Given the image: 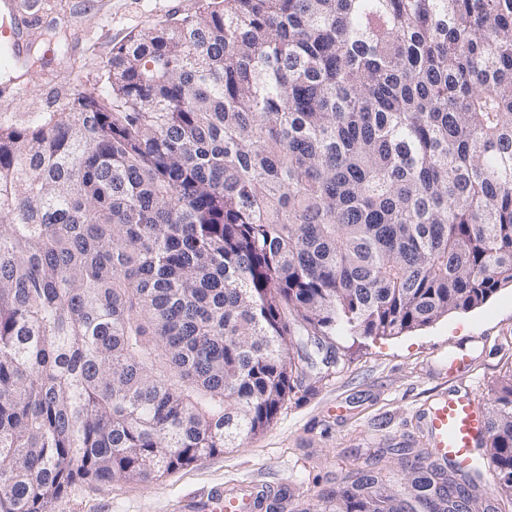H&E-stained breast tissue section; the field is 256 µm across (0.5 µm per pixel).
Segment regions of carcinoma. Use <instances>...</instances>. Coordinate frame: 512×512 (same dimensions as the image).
Returning a JSON list of instances; mask_svg holds the SVG:
<instances>
[{"instance_id": "obj_1", "label": "carcinoma", "mask_w": 512, "mask_h": 512, "mask_svg": "<svg viewBox=\"0 0 512 512\" xmlns=\"http://www.w3.org/2000/svg\"><path fill=\"white\" fill-rule=\"evenodd\" d=\"M105 82L0 125V512L239 448L293 347L512 287V0H200ZM487 426L512 499V374ZM363 488L329 512H403Z\"/></svg>"}]
</instances>
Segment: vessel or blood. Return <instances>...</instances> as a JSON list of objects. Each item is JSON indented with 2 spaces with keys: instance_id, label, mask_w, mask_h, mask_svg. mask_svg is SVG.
Masks as SVG:
<instances>
[{
  "instance_id": "obj_1",
  "label": "vessel or blood",
  "mask_w": 512,
  "mask_h": 512,
  "mask_svg": "<svg viewBox=\"0 0 512 512\" xmlns=\"http://www.w3.org/2000/svg\"><path fill=\"white\" fill-rule=\"evenodd\" d=\"M23 41L19 26L0 28V59L8 69H17L22 63ZM432 448L434 461L451 463L459 472L472 470L475 448L486 431V420L475 404L471 391L455 390L440 399L421 418ZM253 496L226 499L223 493H214L207 506L208 512H254Z\"/></svg>"
}]
</instances>
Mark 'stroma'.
I'll return each mask as SVG.
<instances>
[{"mask_svg":"<svg viewBox=\"0 0 512 512\" xmlns=\"http://www.w3.org/2000/svg\"><path fill=\"white\" fill-rule=\"evenodd\" d=\"M199 0H22L28 43L41 67L21 92L0 77V124L52 112L76 83L103 84L113 46L138 31L194 13ZM340 360L325 370L321 352L274 423L243 447L224 451L157 482H79L50 512H201L212 491L251 486L274 512H326L327 497L371 471L387 494L422 512L421 469L430 446L420 418L451 388L473 387L482 412L512 373V288L486 303L397 336L340 332ZM471 357L466 372L441 373L449 351Z\"/></svg>","mask_w":512,"mask_h":512,"instance_id":"35a3bbf8","label":"stroma"}]
</instances>
